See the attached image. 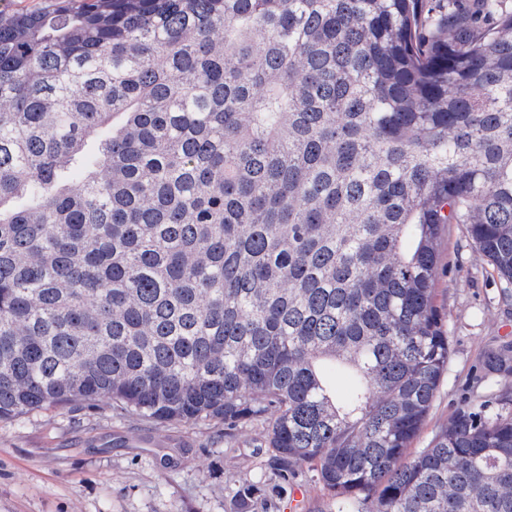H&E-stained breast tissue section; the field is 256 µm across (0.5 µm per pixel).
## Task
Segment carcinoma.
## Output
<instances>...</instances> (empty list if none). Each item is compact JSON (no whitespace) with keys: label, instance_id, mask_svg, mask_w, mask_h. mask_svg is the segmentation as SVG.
Here are the masks:
<instances>
[{"label":"carcinoma","instance_id":"cac0c4a2","mask_svg":"<svg viewBox=\"0 0 512 512\" xmlns=\"http://www.w3.org/2000/svg\"><path fill=\"white\" fill-rule=\"evenodd\" d=\"M0 11V421L260 424L336 512H512V415L409 454L461 224L512 303L507 0Z\"/></svg>","mask_w":512,"mask_h":512}]
</instances>
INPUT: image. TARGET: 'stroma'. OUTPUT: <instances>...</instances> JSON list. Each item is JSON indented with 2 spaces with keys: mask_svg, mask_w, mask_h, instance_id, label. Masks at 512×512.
I'll return each instance as SVG.
<instances>
[{
  "mask_svg": "<svg viewBox=\"0 0 512 512\" xmlns=\"http://www.w3.org/2000/svg\"><path fill=\"white\" fill-rule=\"evenodd\" d=\"M436 303L450 356L413 448L427 447L460 409L512 389V374L489 370L488 356L512 342V306L462 225L439 246ZM262 427L225 440L207 424H155L98 408L53 407L0 421V512H233L243 480L257 487L256 512H289L303 489L302 512H336L314 471L280 479Z\"/></svg>",
  "mask_w": 512,
  "mask_h": 512,
  "instance_id": "stroma-1",
  "label": "stroma"
}]
</instances>
